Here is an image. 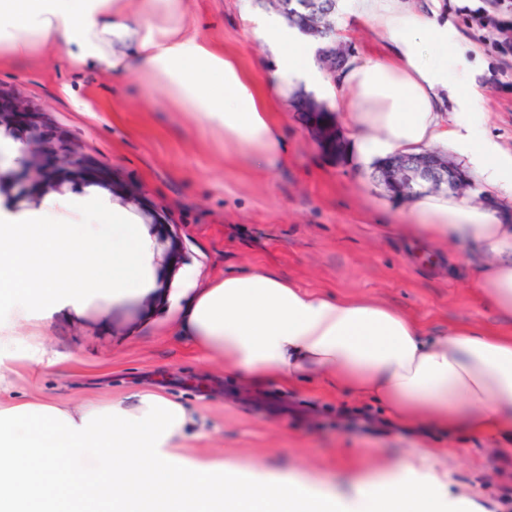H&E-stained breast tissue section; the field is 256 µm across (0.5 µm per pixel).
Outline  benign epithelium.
Returning a JSON list of instances; mask_svg holds the SVG:
<instances>
[{
	"mask_svg": "<svg viewBox=\"0 0 512 512\" xmlns=\"http://www.w3.org/2000/svg\"><path fill=\"white\" fill-rule=\"evenodd\" d=\"M305 8L308 30L325 38L329 33L327 2L306 0ZM321 56L331 73L349 60V53L344 49H323ZM0 128L21 144L15 169L0 172V188L10 193L14 206L39 202L47 189L63 193L81 185L113 192L112 173L101 169L92 155L73 145L64 131L45 124L36 113L2 97ZM379 178L397 197L443 189L458 194L466 182V176L436 151L419 156L395 155L380 171Z\"/></svg>",
	"mask_w": 512,
	"mask_h": 512,
	"instance_id": "1",
	"label": "benign epithelium"
}]
</instances>
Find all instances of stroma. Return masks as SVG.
Wrapping results in <instances>:
<instances>
[{
	"mask_svg": "<svg viewBox=\"0 0 512 512\" xmlns=\"http://www.w3.org/2000/svg\"><path fill=\"white\" fill-rule=\"evenodd\" d=\"M404 2L455 36L459 56L448 83V111H457L458 91L475 85L489 136L511 152L512 94L493 90L490 77L512 74V53L491 52L496 30L473 27L455 0ZM196 11L200 33L266 85L272 53L260 30L279 17L276 0H196ZM330 19L335 32L328 45L358 55L387 40L377 22L363 16L360 0H336ZM0 91L42 112L111 170L113 181L136 191L150 238L166 224L181 242L176 271L161 272L162 287L148 295L92 307L77 318L54 314L44 340L56 364L34 378L24 361H13L12 395L100 404L153 391L193 412L188 456L223 459L225 469L243 480L302 477L348 502L359 479L390 472L406 456L424 459L426 448H447L449 457L424 460V467L439 476L449 501L468 512H504L503 500L512 499V451L501 454L503 440L408 434L378 404L326 391L316 381L246 389L176 333L175 306L189 296L187 273L202 282L256 265L311 290L382 299L426 323L500 329L479 298L471 269L425 265L398 233L383 230V223H397L406 213L411 198L392 196L372 168H355L346 155L321 146L323 128L335 124L336 115L313 126L299 109L311 90L297 87L287 104L276 105L290 158L286 170L263 177L225 157L223 137H200L194 120L160 90L74 63L62 48L42 60L1 64ZM436 150L467 175L466 202L512 220L511 192L487 186L452 146Z\"/></svg>",
	"mask_w": 512,
	"mask_h": 512,
	"instance_id": "obj_1",
	"label": "stroma"
}]
</instances>
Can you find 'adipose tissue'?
Masks as SVG:
<instances>
[{
    "mask_svg": "<svg viewBox=\"0 0 512 512\" xmlns=\"http://www.w3.org/2000/svg\"><path fill=\"white\" fill-rule=\"evenodd\" d=\"M361 2L388 40L327 82L357 166L450 142L488 186L512 188V153L483 131L476 91L455 116L444 108L447 31L401 0ZM266 36L276 69L263 91L198 32L194 0H140L135 11L130 0H0V60L66 47L73 62L160 88L202 135L223 136L226 156L271 173L287 167L288 143L267 92L285 100L300 79L320 76L294 33L272 25ZM408 218L404 236L458 246L483 303L512 327V224L445 195L417 197ZM153 270L148 233L107 201L49 191L35 210L0 212V389L11 384L9 360L51 364L43 330L55 312L146 296ZM176 331L254 386L314 376L384 405L400 428L512 442V334L427 324L382 301L307 289L269 266L194 288L177 306ZM192 422L156 392L0 404V512H345L335 493L302 478L228 479L222 461L180 457ZM356 512H448V502L406 457L359 483Z\"/></svg>",
    "mask_w": 512,
    "mask_h": 512,
    "instance_id": "obj_1",
    "label": "adipose tissue"
}]
</instances>
